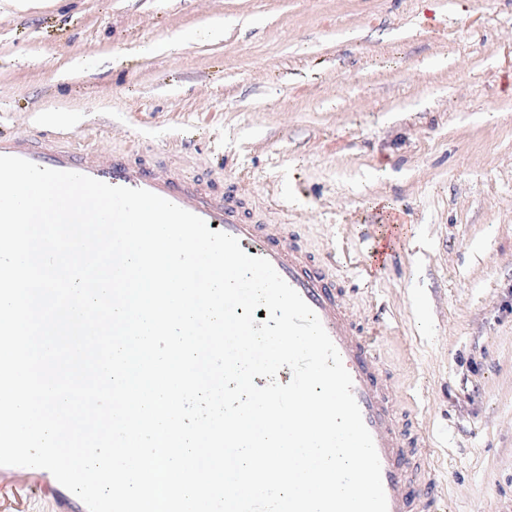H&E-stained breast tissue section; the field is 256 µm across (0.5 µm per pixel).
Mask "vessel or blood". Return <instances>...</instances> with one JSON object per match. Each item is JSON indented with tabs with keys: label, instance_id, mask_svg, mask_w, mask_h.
<instances>
[{
	"label": "vessel or blood",
	"instance_id": "obj_1",
	"mask_svg": "<svg viewBox=\"0 0 512 512\" xmlns=\"http://www.w3.org/2000/svg\"><path fill=\"white\" fill-rule=\"evenodd\" d=\"M0 155L78 172L113 186L148 190L236 237L248 255L267 259L316 313L352 378L353 395L380 459L388 512H438L443 500L440 472L420 430L397 416L370 329L348 317L343 297L324 267L302 253L290 236L247 217L240 195L212 192L200 180L148 166L134 155L98 156L54 134L0 132Z\"/></svg>",
	"mask_w": 512,
	"mask_h": 512
}]
</instances>
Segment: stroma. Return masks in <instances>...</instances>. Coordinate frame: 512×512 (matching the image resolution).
<instances>
[{
    "mask_svg": "<svg viewBox=\"0 0 512 512\" xmlns=\"http://www.w3.org/2000/svg\"><path fill=\"white\" fill-rule=\"evenodd\" d=\"M0 131L236 186L376 326L447 512H512V0H0ZM64 506L0 466V512Z\"/></svg>",
    "mask_w": 512,
    "mask_h": 512,
    "instance_id": "stroma-1",
    "label": "stroma"
}]
</instances>
